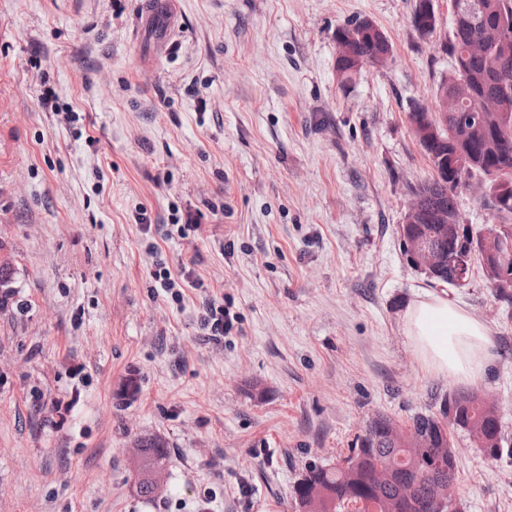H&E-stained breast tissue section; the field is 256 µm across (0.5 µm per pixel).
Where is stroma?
<instances>
[{"label":"stroma","mask_w":512,"mask_h":512,"mask_svg":"<svg viewBox=\"0 0 512 512\" xmlns=\"http://www.w3.org/2000/svg\"><path fill=\"white\" fill-rule=\"evenodd\" d=\"M146 2L0 0V512H298L308 465L456 389L405 340L427 292L490 329L473 388L512 438V320L481 267L443 289L399 234L431 174L406 114L449 68L452 0L431 38L414 0H174L160 46ZM358 19L393 60L344 88L335 33ZM160 259L200 287L172 301ZM144 437L166 445L149 498ZM455 445L464 512H512V458Z\"/></svg>","instance_id":"obj_1"}]
</instances>
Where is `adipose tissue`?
Returning a JSON list of instances; mask_svg holds the SVG:
<instances>
[{
    "mask_svg": "<svg viewBox=\"0 0 512 512\" xmlns=\"http://www.w3.org/2000/svg\"><path fill=\"white\" fill-rule=\"evenodd\" d=\"M403 331L419 362L461 385L483 378L495 361L489 328L447 297L426 293L409 302Z\"/></svg>",
    "mask_w": 512,
    "mask_h": 512,
    "instance_id": "adipose-tissue-1",
    "label": "adipose tissue"
}]
</instances>
